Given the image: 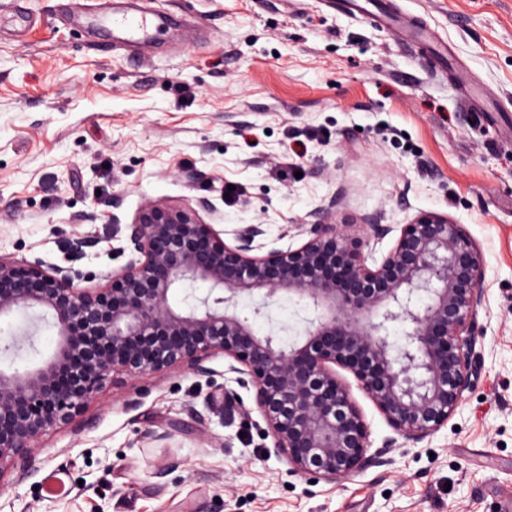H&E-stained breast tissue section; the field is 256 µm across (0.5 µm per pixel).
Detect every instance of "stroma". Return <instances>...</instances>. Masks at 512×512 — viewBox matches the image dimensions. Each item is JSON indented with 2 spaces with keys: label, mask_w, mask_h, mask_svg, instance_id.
Wrapping results in <instances>:
<instances>
[{
  "label": "stroma",
  "mask_w": 512,
  "mask_h": 512,
  "mask_svg": "<svg viewBox=\"0 0 512 512\" xmlns=\"http://www.w3.org/2000/svg\"><path fill=\"white\" fill-rule=\"evenodd\" d=\"M81 2L78 18L70 0H0L1 254L111 275L112 236L148 199L205 198L204 223L261 222L273 240L333 198L337 223L377 256L395 238L363 242L366 216L441 211L483 252L485 370L448 425L390 449L394 430L352 387L386 461L314 486L264 437L252 393L250 415L201 426L190 412L205 408L204 379L117 374L86 429L33 442L38 474L0 489V512H500L512 497V0H392L447 43L458 68L444 72L425 45L329 0H138L180 25L132 48L92 31L99 0ZM465 85L498 111H468ZM228 184L239 198H225ZM85 233L99 245L71 259ZM312 316L282 296L254 327ZM26 325L0 320V368L55 349L48 323L17 342Z\"/></svg>",
  "instance_id": "stroma-1"
}]
</instances>
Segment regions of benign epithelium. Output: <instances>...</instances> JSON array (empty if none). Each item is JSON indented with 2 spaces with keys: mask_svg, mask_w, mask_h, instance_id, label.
Listing matches in <instances>:
<instances>
[{
  "mask_svg": "<svg viewBox=\"0 0 512 512\" xmlns=\"http://www.w3.org/2000/svg\"><path fill=\"white\" fill-rule=\"evenodd\" d=\"M312 218L279 236L301 244L270 248L260 223L219 232L198 209L149 200L112 248V259L126 262L94 286L80 285L96 279L91 273L0 254V318L28 314L25 335L48 321L57 336L40 364L0 369V488L14 473L37 474L33 441L86 427L83 411L110 376L186 369L209 378L217 356L224 385L214 404L235 411L243 407L238 389L253 392L272 447L306 479L335 483L370 463L369 427L338 367L406 440L422 442L447 425L484 369L475 342L479 246L443 212L420 211L396 226L371 214L367 239L399 235L370 266L336 224V199ZM199 281L210 285L206 295L170 306L171 290ZM282 294L313 310L286 345L238 311L251 299L259 314ZM392 323L407 326L397 348L385 339Z\"/></svg>",
  "mask_w": 512,
  "mask_h": 512,
  "instance_id": "benign-epithelium-1",
  "label": "benign epithelium"
}]
</instances>
